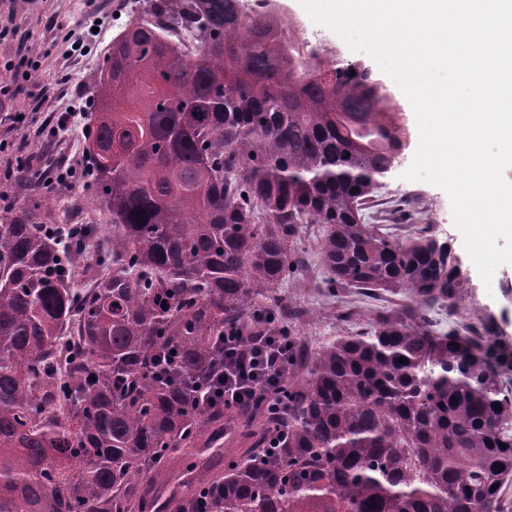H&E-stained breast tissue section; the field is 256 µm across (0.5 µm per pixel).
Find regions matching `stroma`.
<instances>
[{"label":"stroma","instance_id":"1","mask_svg":"<svg viewBox=\"0 0 512 512\" xmlns=\"http://www.w3.org/2000/svg\"><path fill=\"white\" fill-rule=\"evenodd\" d=\"M150 0H0V18H15L17 38L0 40V87L12 76L23 77V91L6 104L17 122L0 123V215L39 203L57 224H96L103 238H111L110 216L95 185L87 176L86 137L94 120L91 112L76 113L66 127L57 117L87 86L103 63L104 45L115 26L138 10H150ZM33 51L30 62L16 56L18 39ZM393 106L407 133V149L384 185L371 198L367 216L376 218L381 232L400 242L426 235L452 247L469 286L455 311L438 306L433 318L456 327L476 326L493 318L500 335L512 339V264L501 266L491 285H484L455 228L447 194L440 188L404 180L419 142L413 109L392 79H385ZM32 159L37 170L75 165L70 187L60 191L36 184L31 176H16L18 162ZM324 227L299 225L290 242L294 273L278 293L289 305L288 325L296 335L320 343L339 334L365 331L380 314L409 315L412 304L401 293L381 291L367 298L345 287L330 291L320 263L318 245Z\"/></svg>","mask_w":512,"mask_h":512}]
</instances>
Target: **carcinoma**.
Here are the masks:
<instances>
[{"instance_id": "cac0c4a2", "label": "carcinoma", "mask_w": 512, "mask_h": 512, "mask_svg": "<svg viewBox=\"0 0 512 512\" xmlns=\"http://www.w3.org/2000/svg\"><path fill=\"white\" fill-rule=\"evenodd\" d=\"M152 9L198 45L146 18L91 80L107 253L81 265L96 227L64 237L37 204L0 218V512H197L203 488L207 512H503L512 342L437 330L428 311L465 288L450 247L363 213L395 162L387 88L357 62L304 68L237 0ZM297 224L325 227L331 284L404 293L413 323L313 348L280 322L288 412L258 404L226 435L196 383L229 325L267 332L259 299L288 281ZM226 444L240 457L222 473L169 466Z\"/></svg>"}]
</instances>
